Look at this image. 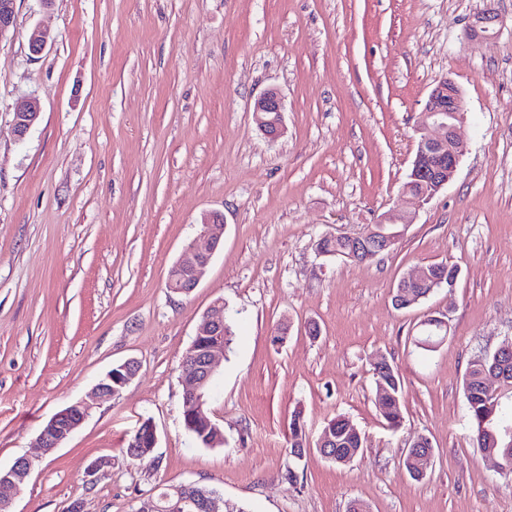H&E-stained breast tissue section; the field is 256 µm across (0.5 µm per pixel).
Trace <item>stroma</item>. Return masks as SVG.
I'll return each instance as SVG.
<instances>
[{
  "label": "stroma",
  "instance_id": "stroma-1",
  "mask_svg": "<svg viewBox=\"0 0 512 512\" xmlns=\"http://www.w3.org/2000/svg\"><path fill=\"white\" fill-rule=\"evenodd\" d=\"M494 9L498 37L472 39ZM52 43L29 50L33 27ZM459 86L457 172L415 206L402 187L436 82ZM286 133L253 120L266 89ZM38 99L25 139L14 107ZM395 210L413 222L365 261L319 255L326 235ZM224 246L187 296L167 287L203 214ZM455 264L453 290L410 309L393 296L421 265ZM234 318L208 407L224 444L183 423L181 364L216 299ZM448 336L416 347L421 321ZM512 341V0H16L0 40V470L32 469L10 512H136L179 484L218 490L229 512H512V473L483 458L465 410L469 362ZM403 387L402 420L378 409L373 366ZM138 375L51 453L55 413L116 365ZM364 447L336 466L317 442L336 417ZM300 420L307 452L289 455ZM150 460L126 454L143 422ZM425 479L403 460L417 436ZM110 459L94 481L88 464ZM297 479L288 481L287 468Z\"/></svg>",
  "mask_w": 512,
  "mask_h": 512
}]
</instances>
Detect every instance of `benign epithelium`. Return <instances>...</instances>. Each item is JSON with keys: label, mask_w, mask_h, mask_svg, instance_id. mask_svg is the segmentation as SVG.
Segmentation results:
<instances>
[{"label": "benign epithelium", "mask_w": 512, "mask_h": 512, "mask_svg": "<svg viewBox=\"0 0 512 512\" xmlns=\"http://www.w3.org/2000/svg\"><path fill=\"white\" fill-rule=\"evenodd\" d=\"M16 0H3L0 3V39L5 37L14 25ZM497 13L488 8L474 16L469 25L472 37L491 39L497 34ZM50 42L49 33L36 26L29 35L30 50L39 55ZM285 104L281 93L269 89L260 95L254 103L253 118L259 129L271 140H276L285 131ZM40 115V105L34 97L19 100L14 109V134L17 138L25 137ZM464 119L462 95L458 86L448 77L437 81L432 89L422 113V121L417 128L419 137L408 182L403 193L427 202L438 194L450 182L458 168L464 152L463 145L457 137V127ZM412 219L401 213L388 214L379 222L375 230L374 241H369L367 233L351 236L343 235L341 239L350 241L351 250L343 257L366 261L373 259L377 253L394 247L403 235L397 229L402 224H410ZM202 230L192 241L190 251L192 259L176 262L168 278L171 292L188 295L197 288L216 251L223 245L224 219L218 213L206 214L201 220ZM443 278L437 277L431 266H424L418 271L401 279L400 288L440 286ZM199 344L195 370L185 374L186 385L192 395L184 397L183 418L193 420L204 414L206 400L202 389L210 377L214 376L216 355L224 351V301L216 300L203 315L196 331ZM138 373V364L133 360L112 368L95 388L98 398L110 396L129 384ZM92 405L80 401L67 406L56 413L41 429L36 444L46 452L60 447L63 442L89 416ZM156 447L157 435L154 426L147 422L138 429L131 439V447L139 448L144 444ZM429 440H418L408 449L410 456L417 459L419 469L433 455L428 449ZM31 469V461L26 457L18 458L7 471H0V488L11 487L20 490ZM224 499L215 492L199 491L195 484H180L166 488L159 496L142 501L137 512H223Z\"/></svg>", "instance_id": "benign-epithelium-1"}]
</instances>
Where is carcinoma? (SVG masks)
Here are the masks:
<instances>
[{
	"instance_id": "obj_1",
	"label": "carcinoma",
	"mask_w": 512,
	"mask_h": 512,
	"mask_svg": "<svg viewBox=\"0 0 512 512\" xmlns=\"http://www.w3.org/2000/svg\"><path fill=\"white\" fill-rule=\"evenodd\" d=\"M442 331L435 326L422 327L416 346L431 350ZM498 353L480 355L471 360L464 381L466 409L478 450L482 453L494 451L500 458L505 471L512 472V436L505 429L512 430V355L507 360L509 375L502 381V389L496 393L484 385V376L499 366ZM377 388L386 391L385 398L378 403L381 416L392 428L401 422L402 385L398 372L386 359H379L374 366ZM330 428L334 439L328 454L337 457L335 464L342 466L352 462L361 452V431L347 418L340 416L332 420ZM185 429L196 442L206 448L224 444V432L197 420L184 423Z\"/></svg>"
}]
</instances>
